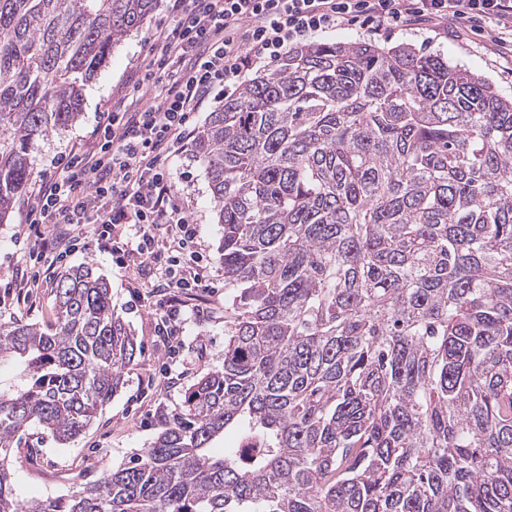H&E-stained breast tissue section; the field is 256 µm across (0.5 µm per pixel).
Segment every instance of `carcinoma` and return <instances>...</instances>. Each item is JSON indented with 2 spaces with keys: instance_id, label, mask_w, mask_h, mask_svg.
I'll use <instances>...</instances> for the list:
<instances>
[{
  "instance_id": "obj_1",
  "label": "carcinoma",
  "mask_w": 512,
  "mask_h": 512,
  "mask_svg": "<svg viewBox=\"0 0 512 512\" xmlns=\"http://www.w3.org/2000/svg\"><path fill=\"white\" fill-rule=\"evenodd\" d=\"M157 2L0 0V223ZM191 151L238 290L222 368L127 466L19 500L13 446L75 440L138 349L65 271L54 323L0 325V512H512V99L439 54L302 45Z\"/></svg>"
}]
</instances>
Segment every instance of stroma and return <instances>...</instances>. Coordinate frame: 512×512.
<instances>
[{"label": "stroma", "instance_id": "1", "mask_svg": "<svg viewBox=\"0 0 512 512\" xmlns=\"http://www.w3.org/2000/svg\"><path fill=\"white\" fill-rule=\"evenodd\" d=\"M173 22L169 0H160L158 9L143 26L115 46L108 67L85 88L79 121L38 141L34 150L36 170L49 169L60 151L93 146L99 113L111 109L117 98L133 95L137 58L148 39ZM367 38L355 25L317 35L316 40L334 43ZM368 39L382 47L403 44L424 52L444 53L450 64L488 78L500 94L512 98V63L487 51L482 32L469 31L453 40L429 28H397L389 36ZM170 171L177 194L195 223L199 244L210 258L206 275L212 283L209 290L182 293L179 333L173 337L158 335L155 330L161 301L153 285L162 279L161 271L144 273L133 264L121 268L109 253L92 249L52 265L38 287L15 288L10 280L24 264L32 244L24 222V201H17L8 218L0 223V324L17 319L43 325L52 322L58 274L63 267L88 264L109 281L114 311L140 346L139 355L125 372L124 387L76 441L61 445L33 428L25 444L12 450V472L20 500L72 493L141 454L156 437L160 415L178 414L187 389L224 363V305L232 301L235 291L224 285L218 253L223 228L215 218L207 174L189 148L173 155Z\"/></svg>", "mask_w": 512, "mask_h": 512}]
</instances>
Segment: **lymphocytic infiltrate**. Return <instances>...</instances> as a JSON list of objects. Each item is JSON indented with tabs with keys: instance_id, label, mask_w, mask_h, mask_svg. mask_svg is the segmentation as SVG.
Here are the masks:
<instances>
[{
	"instance_id": "1",
	"label": "lymphocytic infiltrate",
	"mask_w": 512,
	"mask_h": 512,
	"mask_svg": "<svg viewBox=\"0 0 512 512\" xmlns=\"http://www.w3.org/2000/svg\"><path fill=\"white\" fill-rule=\"evenodd\" d=\"M172 29L153 35L135 74L159 83L161 98L118 101L100 115L95 143L61 155L40 173L26 222L34 245L16 284L38 286L41 263L65 260L96 245L116 265L159 268L167 280L168 310L162 335L177 333L181 290H205L207 259L197 249L196 228L175 195L169 160L190 138L192 113L214 92L236 86L249 71L281 58L294 42L352 22L380 31L393 23L422 27L443 23L460 32L489 24L493 54L512 59V0H172ZM63 225L65 234L48 232ZM133 228L134 241L123 238ZM165 241H158V231ZM193 275H183L185 265Z\"/></svg>"
}]
</instances>
